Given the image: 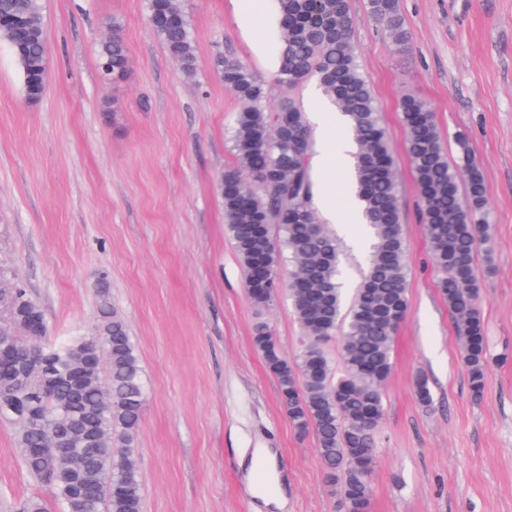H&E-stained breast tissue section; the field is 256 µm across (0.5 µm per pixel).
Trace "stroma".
<instances>
[{"label":"stroma","mask_w":512,"mask_h":512,"mask_svg":"<svg viewBox=\"0 0 512 512\" xmlns=\"http://www.w3.org/2000/svg\"><path fill=\"white\" fill-rule=\"evenodd\" d=\"M195 37L185 72L148 21L147 0H43L49 81L35 104L0 43V270L40 307L48 340L90 333L106 277L137 348L146 392L132 453L143 512H269L255 449H271L283 512H340L313 434L289 422L253 342L264 321L283 356L301 332L287 299L256 308L224 223L219 181L235 164L240 103L212 72L247 64L271 105L308 107L255 56L230 0H182ZM397 47L350 0L357 61L376 97L399 183L408 312L393 342L374 432L370 512H512V0H400ZM117 24L129 67L104 76L98 43ZM435 112L449 162L466 137L487 187L490 240L475 256L488 338L473 397L454 318L437 289L399 103ZM425 378L431 403L414 384ZM51 489L23 467L20 430L0 418V512Z\"/></svg>","instance_id":"obj_1"}]
</instances>
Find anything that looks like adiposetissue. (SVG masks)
<instances>
[{"instance_id":"adipose-tissue-1","label":"adipose tissue","mask_w":512,"mask_h":512,"mask_svg":"<svg viewBox=\"0 0 512 512\" xmlns=\"http://www.w3.org/2000/svg\"><path fill=\"white\" fill-rule=\"evenodd\" d=\"M310 121L322 141V151L316 156L315 163L324 179L345 178L346 162L353 145L341 133L343 118L316 98L310 104Z\"/></svg>"}]
</instances>
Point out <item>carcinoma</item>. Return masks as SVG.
<instances>
[{"label": "carcinoma", "instance_id": "1", "mask_svg": "<svg viewBox=\"0 0 512 512\" xmlns=\"http://www.w3.org/2000/svg\"><path fill=\"white\" fill-rule=\"evenodd\" d=\"M42 0H0V16L20 17L21 26L0 27L17 62L23 92L30 100L48 82ZM280 18V65L275 80L290 88L313 77L336 111L346 117L357 145L352 178L355 200L368 226L372 249L367 268L344 309L340 282V246L325 230L315 207L310 168L312 141L305 117L293 101L275 108L267 104L268 88L238 59L221 52L213 71L242 102L232 135L236 166L224 171L219 191L224 221L244 272L248 299L264 307L280 293L288 294L305 337L291 362L276 352L268 326L255 327L254 342L276 377L283 406L300 433L315 435L326 478L343 512H368L371 498L372 432L384 414V389L392 370L394 335L408 310L406 245L402 234L399 185L387 132L376 100L361 72L352 43L349 0H276ZM153 31L168 53L191 72L195 44L180 0H148ZM368 14L389 38L407 45L398 0H368ZM104 74L126 72L128 56L118 26L99 43ZM407 151L418 186L424 232L439 274L438 288L448 303L462 344L474 396L484 389L487 347L480 316V288L474 273L477 242L488 231L486 186L461 145V164L453 169L440 140L430 106L406 96L400 102ZM464 174L466 198L458 193ZM288 264V279L279 267ZM16 293L13 319L28 317L31 299L25 288L0 272V289ZM342 330L341 368L326 355L324 344ZM47 328L14 333L15 347L37 348L52 369L51 386L36 375L18 402L0 417L21 427V454L26 471L39 480L53 472L51 490L59 512H142L139 471L128 458H115V447H129L141 421L145 390L139 358L125 319L112 305L105 282L97 292L92 333L46 342ZM106 343V378L82 377L76 390L73 374ZM39 401L46 427H63L67 445L93 448L72 463L55 457H33L41 432L25 427L29 398ZM81 474L100 496L75 495L73 478Z\"/></svg>", "mask_w": 512, "mask_h": 512}]
</instances>
